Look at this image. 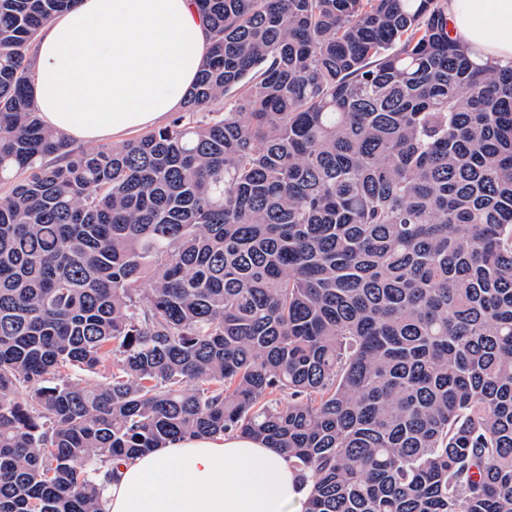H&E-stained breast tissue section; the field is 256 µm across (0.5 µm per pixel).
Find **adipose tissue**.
Returning <instances> with one entry per match:
<instances>
[{
    "instance_id": "obj_1",
    "label": "adipose tissue",
    "mask_w": 512,
    "mask_h": 512,
    "mask_svg": "<svg viewBox=\"0 0 512 512\" xmlns=\"http://www.w3.org/2000/svg\"><path fill=\"white\" fill-rule=\"evenodd\" d=\"M477 61L512 63V0H448ZM194 0H77L41 29L32 91L44 124L84 143L158 125L183 106L208 47ZM103 512H288L302 505L278 449L239 433L186 436L102 480Z\"/></svg>"
}]
</instances>
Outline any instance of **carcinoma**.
<instances>
[{
	"mask_svg": "<svg viewBox=\"0 0 512 512\" xmlns=\"http://www.w3.org/2000/svg\"><path fill=\"white\" fill-rule=\"evenodd\" d=\"M75 2L0 0V512L229 432L304 512H512V63L446 0H196L201 119L86 149L30 94Z\"/></svg>",
	"mask_w": 512,
	"mask_h": 512,
	"instance_id": "cac0c4a2",
	"label": "carcinoma"
}]
</instances>
